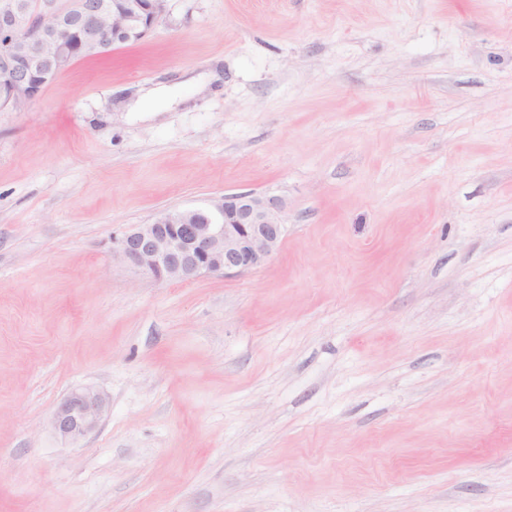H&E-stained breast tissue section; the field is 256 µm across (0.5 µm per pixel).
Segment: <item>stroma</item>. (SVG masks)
<instances>
[{
  "label": "stroma",
  "instance_id": "35a3bbf8",
  "mask_svg": "<svg viewBox=\"0 0 512 512\" xmlns=\"http://www.w3.org/2000/svg\"><path fill=\"white\" fill-rule=\"evenodd\" d=\"M239 192L264 266L113 259ZM0 512H512V0H168L0 112ZM108 401L100 391L85 387L70 392L54 411L50 427L59 438L77 441L99 424Z\"/></svg>",
  "mask_w": 512,
  "mask_h": 512
}]
</instances>
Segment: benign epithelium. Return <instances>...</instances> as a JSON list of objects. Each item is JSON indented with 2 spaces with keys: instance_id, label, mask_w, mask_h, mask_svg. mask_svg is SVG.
Segmentation results:
<instances>
[{
  "instance_id": "1",
  "label": "benign epithelium",
  "mask_w": 512,
  "mask_h": 512,
  "mask_svg": "<svg viewBox=\"0 0 512 512\" xmlns=\"http://www.w3.org/2000/svg\"><path fill=\"white\" fill-rule=\"evenodd\" d=\"M167 0H0V109L22 112L44 83V66L58 73L72 66V37L85 54L144 39L163 19ZM286 205L252 192L225 195L202 206L164 209L149 224L112 237V257L157 281L229 276L265 265L286 232ZM108 401L85 387L70 392L54 411L50 427L77 441L99 424Z\"/></svg>"
}]
</instances>
